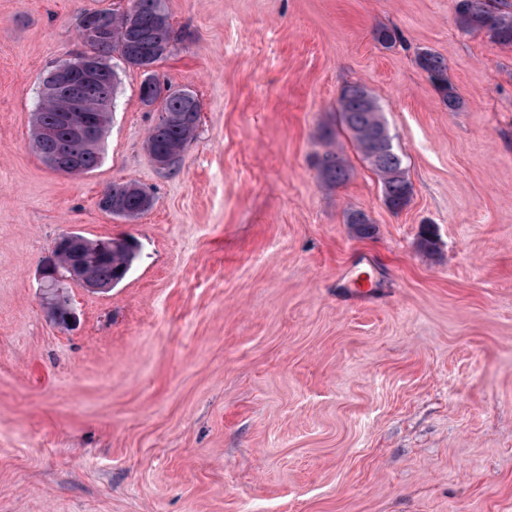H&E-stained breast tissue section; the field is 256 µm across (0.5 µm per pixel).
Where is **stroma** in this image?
<instances>
[{
    "label": "stroma",
    "instance_id": "stroma-1",
    "mask_svg": "<svg viewBox=\"0 0 512 512\" xmlns=\"http://www.w3.org/2000/svg\"><path fill=\"white\" fill-rule=\"evenodd\" d=\"M163 2L153 70L200 103L178 170L115 53L100 162L72 176L32 146L39 88L86 11L128 0H0V512H512V46L462 30L458 0ZM356 82L404 159L402 210L337 128ZM115 183L152 207L102 210ZM67 232L138 242L111 289L63 282L70 328L39 275ZM417 61L442 94V101L448 109L451 111L458 109L461 98L448 81V64L445 58L430 50H424L418 54ZM317 163L321 179L327 186H336L348 177L346 161L337 150H326Z\"/></svg>",
    "mask_w": 512,
    "mask_h": 512
}]
</instances>
